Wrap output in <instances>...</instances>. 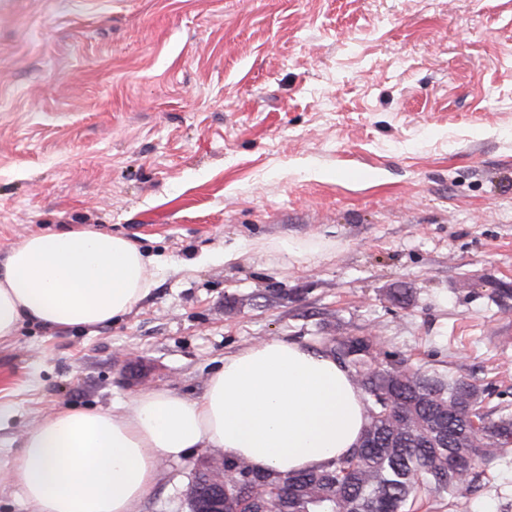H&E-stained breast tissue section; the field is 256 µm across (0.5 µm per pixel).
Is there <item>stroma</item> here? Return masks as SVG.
<instances>
[{"label": "stroma", "mask_w": 512, "mask_h": 512, "mask_svg": "<svg viewBox=\"0 0 512 512\" xmlns=\"http://www.w3.org/2000/svg\"><path fill=\"white\" fill-rule=\"evenodd\" d=\"M73 224L149 255L151 290L0 339V512H28L9 473L45 414L200 400L267 339L371 334L512 411V0H0V264ZM208 454L135 512H186ZM485 472L418 512H512V455Z\"/></svg>", "instance_id": "stroma-1"}]
</instances>
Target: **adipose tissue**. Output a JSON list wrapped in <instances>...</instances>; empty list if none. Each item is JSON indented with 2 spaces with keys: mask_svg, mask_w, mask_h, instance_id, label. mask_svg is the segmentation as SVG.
Listing matches in <instances>:
<instances>
[{
  "mask_svg": "<svg viewBox=\"0 0 512 512\" xmlns=\"http://www.w3.org/2000/svg\"><path fill=\"white\" fill-rule=\"evenodd\" d=\"M148 261L90 226L31 235L0 266V338L23 323L95 328L150 291ZM362 394L331 355L268 340L226 355L201 400L136 394L123 412L65 409L26 433L11 472L32 512H135L161 459L223 449L283 475L326 466L358 442Z\"/></svg>",
  "mask_w": 512,
  "mask_h": 512,
  "instance_id": "adipose-tissue-1",
  "label": "adipose tissue"
}]
</instances>
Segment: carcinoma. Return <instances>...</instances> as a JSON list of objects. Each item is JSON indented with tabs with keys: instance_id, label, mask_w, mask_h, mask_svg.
Wrapping results in <instances>:
<instances>
[{
	"instance_id": "obj_1",
	"label": "carcinoma",
	"mask_w": 512,
	"mask_h": 512,
	"mask_svg": "<svg viewBox=\"0 0 512 512\" xmlns=\"http://www.w3.org/2000/svg\"><path fill=\"white\" fill-rule=\"evenodd\" d=\"M363 337L324 343L363 393L366 424L360 443L328 466L283 476L257 472L246 461L224 460V512H414L424 495L467 498L479 489L481 465L512 452V413L485 411V389L447 374H423L404 360L372 366ZM480 424L477 441L469 437ZM479 452L449 467L452 457ZM213 481L208 459L192 482Z\"/></svg>"
}]
</instances>
